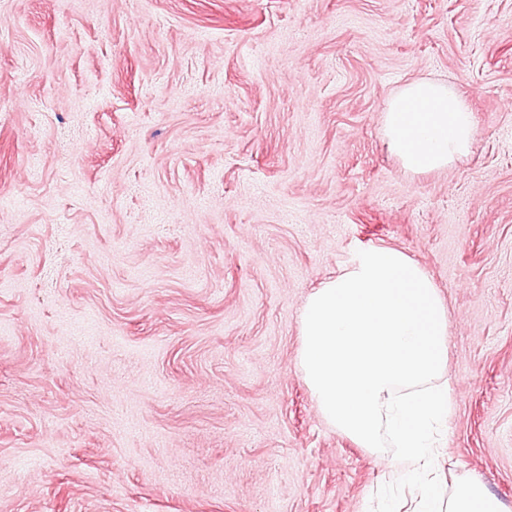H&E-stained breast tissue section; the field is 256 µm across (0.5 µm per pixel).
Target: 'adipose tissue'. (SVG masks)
Instances as JSON below:
<instances>
[{"instance_id": "adipose-tissue-1", "label": "adipose tissue", "mask_w": 512, "mask_h": 512, "mask_svg": "<svg viewBox=\"0 0 512 512\" xmlns=\"http://www.w3.org/2000/svg\"><path fill=\"white\" fill-rule=\"evenodd\" d=\"M382 120L388 149L413 173L447 169L468 153L477 132L466 100L450 85L426 78L396 92Z\"/></svg>"}]
</instances>
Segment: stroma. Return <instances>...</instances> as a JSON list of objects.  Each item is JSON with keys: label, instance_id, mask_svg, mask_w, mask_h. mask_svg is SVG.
Returning a JSON list of instances; mask_svg holds the SVG:
<instances>
[{"label": "stroma", "instance_id": "stroma-1", "mask_svg": "<svg viewBox=\"0 0 512 512\" xmlns=\"http://www.w3.org/2000/svg\"><path fill=\"white\" fill-rule=\"evenodd\" d=\"M478 137L406 171L386 100ZM448 307V483L512 512V0H0V512H366L296 366L358 251ZM382 120L388 149L413 173L447 169L468 153L477 132L466 100L450 85L426 78L396 92Z\"/></svg>", "mask_w": 512, "mask_h": 512}]
</instances>
